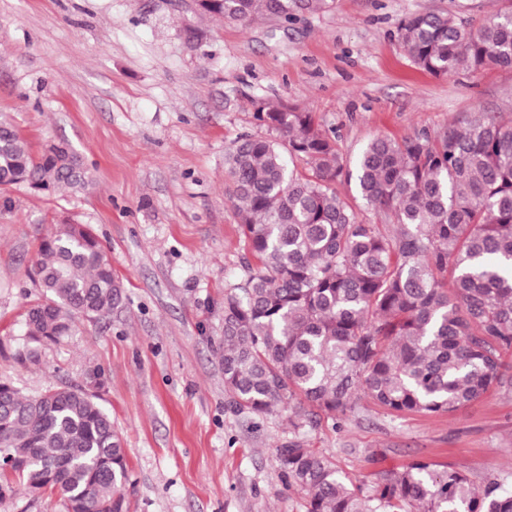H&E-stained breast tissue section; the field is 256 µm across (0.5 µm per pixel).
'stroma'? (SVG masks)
Masks as SVG:
<instances>
[{"instance_id": "obj_1", "label": "stroma", "mask_w": 512, "mask_h": 512, "mask_svg": "<svg viewBox=\"0 0 512 512\" xmlns=\"http://www.w3.org/2000/svg\"><path fill=\"white\" fill-rule=\"evenodd\" d=\"M499 0H334L283 23L232 24L180 0H0V113L40 153L68 143L92 168L81 191L0 189V380L28 395L95 388L123 438L130 512H304L277 450L278 415L230 410L216 347L224 291L254 257L227 194L224 150L267 137L252 102L309 110L354 166L374 136L433 137L481 113L512 120V68L445 77L416 67L397 29L449 12L478 25ZM90 225L124 287L109 321H86L29 360L24 318L41 290L40 239ZM355 481L413 461L512 484V392L455 415H395L362 399L302 432ZM0 512H64L16 485Z\"/></svg>"}]
</instances>
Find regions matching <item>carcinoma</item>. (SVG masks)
Instances as JSON below:
<instances>
[{
  "label": "carcinoma",
  "mask_w": 512,
  "mask_h": 512,
  "mask_svg": "<svg viewBox=\"0 0 512 512\" xmlns=\"http://www.w3.org/2000/svg\"><path fill=\"white\" fill-rule=\"evenodd\" d=\"M332 0H197L228 23L289 21ZM475 28L451 13L406 17L399 39L435 76L512 67V0ZM276 137L225 149L230 197L259 262L224 292L216 348L230 407L277 412L294 430L316 413L344 421L365 397L396 413L453 415L491 388L512 391V120L482 113L430 138L376 136L355 163L358 195L392 233L367 224L336 190L335 139L313 113L254 104ZM311 174H296L288 158ZM83 188L91 170L64 143L35 156L0 120V186ZM42 299L25 336L55 343L82 320L105 321L122 302L112 262L87 224H58L39 246ZM282 477L305 512H512V486H478L461 470L415 461L364 487L299 440L278 449ZM48 490L65 512H129L122 438L96 393L68 384L38 396L0 382V492L9 476Z\"/></svg>",
  "instance_id": "1"
}]
</instances>
